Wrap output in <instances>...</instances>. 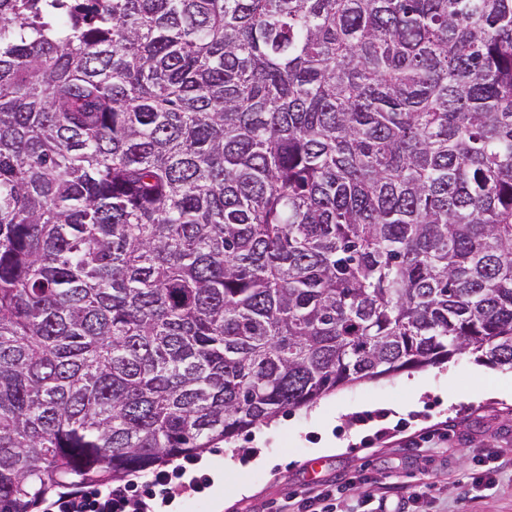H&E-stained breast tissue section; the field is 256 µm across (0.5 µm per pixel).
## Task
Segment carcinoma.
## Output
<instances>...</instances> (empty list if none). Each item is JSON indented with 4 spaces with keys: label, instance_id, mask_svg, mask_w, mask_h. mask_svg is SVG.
<instances>
[{
    "label": "carcinoma",
    "instance_id": "obj_1",
    "mask_svg": "<svg viewBox=\"0 0 512 512\" xmlns=\"http://www.w3.org/2000/svg\"><path fill=\"white\" fill-rule=\"evenodd\" d=\"M465 353L512 0H0V512Z\"/></svg>",
    "mask_w": 512,
    "mask_h": 512
}]
</instances>
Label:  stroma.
I'll return each mask as SVG.
<instances>
[{
	"label": "stroma",
	"instance_id": "obj_1",
	"mask_svg": "<svg viewBox=\"0 0 512 512\" xmlns=\"http://www.w3.org/2000/svg\"><path fill=\"white\" fill-rule=\"evenodd\" d=\"M196 474L227 487L174 512H261L312 480L342 486L336 512H379L387 488L432 489L405 512H512V368L469 354L337 389L206 449Z\"/></svg>",
	"mask_w": 512,
	"mask_h": 512
}]
</instances>
